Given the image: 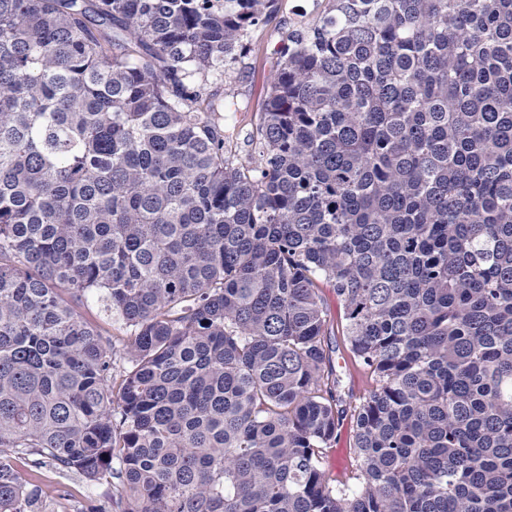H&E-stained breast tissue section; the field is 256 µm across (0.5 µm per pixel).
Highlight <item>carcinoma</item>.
<instances>
[{
	"mask_svg": "<svg viewBox=\"0 0 512 512\" xmlns=\"http://www.w3.org/2000/svg\"><path fill=\"white\" fill-rule=\"evenodd\" d=\"M276 3L0 0V512L62 507L22 459L85 512H512V0H328L243 163L204 85ZM323 297L326 302L328 316L331 322H333L334 324V329H332V333L330 334V336H328L327 341L329 349L335 351L334 353H332L334 367L342 376V383L340 388L341 393L342 395L344 393L347 394V390H350V393L353 392L354 395L358 396L364 393L366 389H368L371 383L370 375H368L362 369L357 367L353 357L345 348L344 336H341L340 324L337 327V323L341 321V318L343 316V309L336 301V295H334L333 291L330 288H325L323 291ZM341 353L345 354L347 360L346 368H340L337 366V359ZM355 381L357 382V388L354 386ZM353 435V422L348 416L347 418H344L340 423L336 442H333L331 448L327 449V455L324 458L325 468L330 469L331 459L333 457L334 451L336 452L337 448H344V451L336 455V464L341 466L347 472V475L352 474V471H354L355 468L354 448L352 447ZM340 440L343 441V447H338ZM38 476V482L43 488L52 489L54 487H57L62 491H66V500L64 499L62 500V502L65 504V510L67 512H76L81 508L82 504H84L85 489L84 482H82L81 480L75 479L68 481L62 488L60 485L57 484L59 479L57 478L55 471L50 467L42 468Z\"/></svg>",
	"mask_w": 512,
	"mask_h": 512,
	"instance_id": "cac0c4a2",
	"label": "carcinoma"
}]
</instances>
